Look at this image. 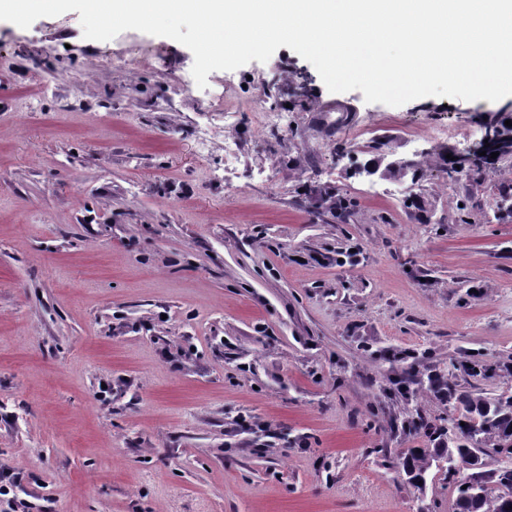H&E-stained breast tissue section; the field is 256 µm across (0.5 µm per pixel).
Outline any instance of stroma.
<instances>
[{
	"label": "stroma",
	"mask_w": 512,
	"mask_h": 512,
	"mask_svg": "<svg viewBox=\"0 0 512 512\" xmlns=\"http://www.w3.org/2000/svg\"><path fill=\"white\" fill-rule=\"evenodd\" d=\"M193 62L135 30L85 39L76 11L0 21V470L17 500L456 512L472 468L452 483L434 463L414 486L404 462L432 444L407 425L454 415L428 380L475 352L460 386L512 391V159L451 178L437 153L473 146L512 97L368 103L285 46L203 88ZM281 111L292 128L263 124ZM218 112L231 125L203 145ZM400 158L419 182L387 174Z\"/></svg>",
	"instance_id": "stroma-1"
}]
</instances>
